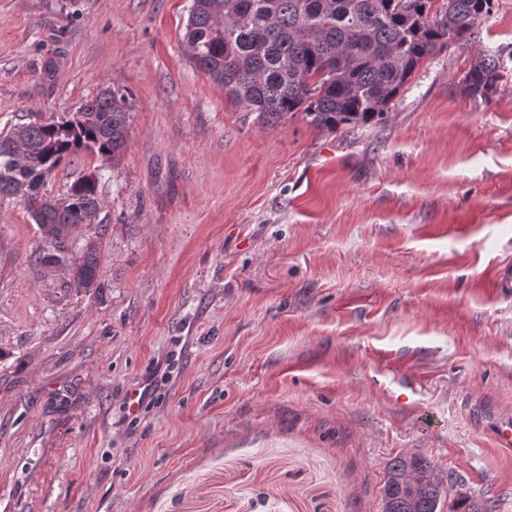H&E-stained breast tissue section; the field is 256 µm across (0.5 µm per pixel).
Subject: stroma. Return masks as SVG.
Returning <instances> with one entry per match:
<instances>
[{"mask_svg": "<svg viewBox=\"0 0 512 512\" xmlns=\"http://www.w3.org/2000/svg\"><path fill=\"white\" fill-rule=\"evenodd\" d=\"M191 0H0V130L129 94L96 287L0 203V512H380L420 453L512 512V0L382 121L270 126L189 59ZM152 397L127 408L144 385ZM503 62L500 57L479 51L463 77L464 89L470 97H488L501 79Z\"/></svg>", "mask_w": 512, "mask_h": 512, "instance_id": "1", "label": "stroma"}]
</instances>
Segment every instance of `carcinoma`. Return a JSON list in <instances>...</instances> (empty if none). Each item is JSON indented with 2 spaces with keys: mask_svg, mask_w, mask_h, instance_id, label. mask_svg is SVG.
Listing matches in <instances>:
<instances>
[{
  "mask_svg": "<svg viewBox=\"0 0 512 512\" xmlns=\"http://www.w3.org/2000/svg\"><path fill=\"white\" fill-rule=\"evenodd\" d=\"M494 0H192L183 35L188 56L224 95L274 125L301 112L317 128L380 119L423 61L471 40ZM500 58L480 51L463 77L471 97L501 79ZM130 112L109 87L65 119L29 121L0 132V200L25 204L41 232L43 260L71 270L77 288L99 275L96 240L74 253L73 230L96 222L98 182L75 180L51 207L39 196L45 177L77 150L107 164L125 146ZM464 487L422 454L396 457L382 490L385 512H438L446 489ZM457 512L493 504L456 493Z\"/></svg>",
  "mask_w": 512,
  "mask_h": 512,
  "instance_id": "1",
  "label": "carcinoma"
}]
</instances>
